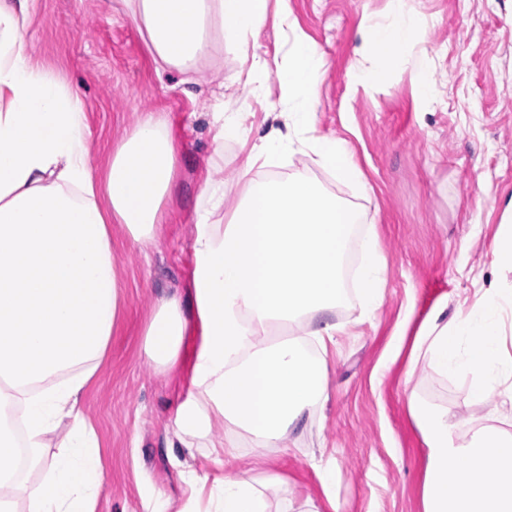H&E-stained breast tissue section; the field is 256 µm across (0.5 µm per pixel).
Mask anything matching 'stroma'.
<instances>
[{
    "instance_id": "obj_1",
    "label": "stroma",
    "mask_w": 512,
    "mask_h": 512,
    "mask_svg": "<svg viewBox=\"0 0 512 512\" xmlns=\"http://www.w3.org/2000/svg\"><path fill=\"white\" fill-rule=\"evenodd\" d=\"M402 10L417 39L380 61L365 37L371 19ZM315 43L326 62L317 112L319 134L346 140L365 182L319 168L300 153H282L255 178L297 174L318 179L360 215L354 241L376 236L387 262L382 304L365 311L355 294L336 307L344 325L326 353L329 400L305 420L293 448L244 444L236 467L273 470L284 485L270 500H313L321 512H423L425 447L409 412L411 396L470 414L466 383L412 359L415 335L429 314L453 317L480 289L512 282L493 263L501 225H512V0H270L250 52L287 65L289 40L280 14ZM27 37L34 62L75 92L97 169L138 113H167L178 145L175 182L149 247L123 225L111 228L123 310L81 410L96 429L106 483L97 512H152L158 497L183 506L189 468L223 475L209 449L171 447L187 380L158 374L143 350L148 320L160 302L186 294L194 266V207L203 175L240 187V148L214 153L217 96L248 100L249 142L285 128L288 106L276 78L260 96L248 84L226 86L245 58L226 46L191 71H157L147 37L121 0H32ZM385 67L382 82L366 71ZM332 468L333 502L319 472Z\"/></svg>"
}]
</instances>
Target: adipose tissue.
Listing matches in <instances>:
<instances>
[{
	"instance_id": "ef3b65f1",
	"label": "adipose tissue",
	"mask_w": 512,
	"mask_h": 512,
	"mask_svg": "<svg viewBox=\"0 0 512 512\" xmlns=\"http://www.w3.org/2000/svg\"><path fill=\"white\" fill-rule=\"evenodd\" d=\"M143 28L160 68L188 71L216 42L247 53L265 25L269 0H123ZM31 0H0V512H97L104 468L82 393L103 360L120 309L110 222L142 245L166 221L164 203L178 148L163 113H142L112 153L104 181L91 166L79 97L35 67L27 52ZM365 33L388 59L416 39L402 11L369 22ZM287 67L253 58L247 81L276 77L291 110L288 133L271 131L240 168V198L225 210L224 185L203 178L195 207L194 267L186 296L158 305L144 351L162 373L182 369L190 388L176 411L187 449L208 440L214 423L243 430L264 448H292L300 421L329 399L327 366L308 355L342 327L332 313L345 294L342 270L356 211L305 175L251 179L258 163L291 150V130L321 168L355 183L363 175L343 139L317 133L315 102L324 59L292 32ZM229 214L228 224L216 217ZM386 261L366 238L355 292L367 308L383 300ZM512 283L481 295L453 318L434 311L421 325L412 358L440 375L463 377L472 404L498 399L512 416V355L502 317ZM300 334L271 339L274 325ZM409 411L426 450L423 512H512V431L491 419L464 418L414 396ZM68 423L54 472L39 486L6 467L18 448L38 468L47 436ZM189 506L156 512H269L265 492L280 474L228 471L184 478Z\"/></svg>"
}]
</instances>
